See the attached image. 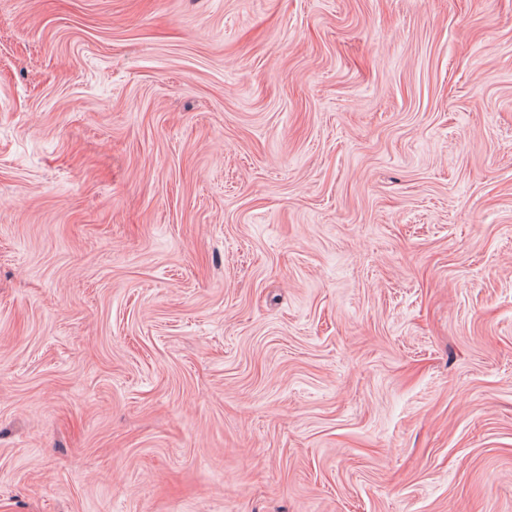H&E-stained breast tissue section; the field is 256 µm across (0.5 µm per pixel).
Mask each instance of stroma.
I'll return each instance as SVG.
<instances>
[{
  "label": "stroma",
  "instance_id": "35a3bbf8",
  "mask_svg": "<svg viewBox=\"0 0 512 512\" xmlns=\"http://www.w3.org/2000/svg\"><path fill=\"white\" fill-rule=\"evenodd\" d=\"M0 512H512V0H0Z\"/></svg>",
  "mask_w": 512,
  "mask_h": 512
}]
</instances>
